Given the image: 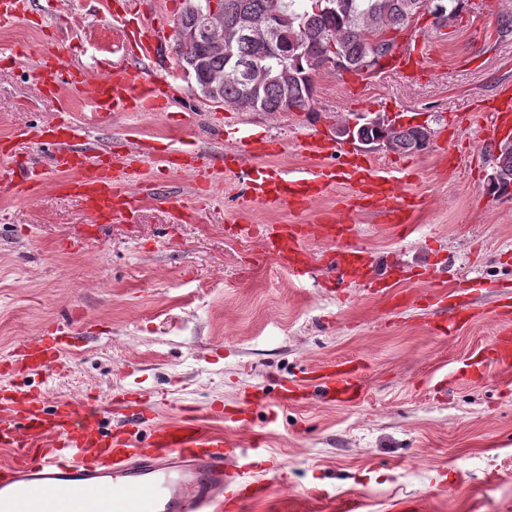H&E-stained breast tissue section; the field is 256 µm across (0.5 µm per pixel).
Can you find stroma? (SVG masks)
Segmentation results:
<instances>
[{"label": "stroma", "instance_id": "35a3bbf8", "mask_svg": "<svg viewBox=\"0 0 512 512\" xmlns=\"http://www.w3.org/2000/svg\"><path fill=\"white\" fill-rule=\"evenodd\" d=\"M30 6V19L0 29V162L35 161L47 174L26 200L0 189V365L16 337L58 326L72 340L55 372L0 376V389L41 391L51 403L96 395L107 425L122 418L110 407L115 392L147 391L159 401L145 436L175 420L168 399L216 402L228 413L245 394H265L248 422H207L245 451L262 435L264 459L281 467L269 471L263 459L247 471L269 491L241 512H512V373L473 368L497 334L500 305L512 300V193L487 189L486 124L457 131L463 115L512 85V35L497 31L512 0H464L444 26L418 17L408 31L424 44L420 67L405 78L324 70L309 112H242L201 101L188 86L168 111L104 120L98 136L134 177L135 209L120 218L90 215L58 189L73 172L51 167V131L82 123L90 106L64 84L41 93L37 76L44 53L59 47L97 77L137 56L134 39L89 0ZM184 112L197 114L194 127H183ZM358 115L432 132L415 154L356 147L401 178L415 205L407 235L346 183L305 206L269 210L243 205L238 165L217 163L203 194L192 172L130 154L142 144L159 156L170 145L219 156L253 134L277 140L265 163L294 180L316 163L297 136H335ZM22 131L38 135L37 147L17 144ZM173 198L193 219L178 218ZM346 202L355 206L353 237L309 239L305 275L260 260L261 241L240 233L244 224H315ZM347 245L366 252L380 286L325 272ZM345 360L363 371L359 400H324L310 386L304 400L277 404L280 379Z\"/></svg>", "mask_w": 512, "mask_h": 512}]
</instances>
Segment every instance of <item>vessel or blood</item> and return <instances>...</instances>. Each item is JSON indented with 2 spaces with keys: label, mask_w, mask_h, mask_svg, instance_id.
Here are the masks:
<instances>
[{
  "label": "vessel or blood",
  "mask_w": 512,
  "mask_h": 512,
  "mask_svg": "<svg viewBox=\"0 0 512 512\" xmlns=\"http://www.w3.org/2000/svg\"><path fill=\"white\" fill-rule=\"evenodd\" d=\"M143 54L136 63L114 62L108 74L89 81L82 67L61 51L46 53L39 83L53 91L66 81L78 93L89 92L93 119L135 109L164 112L182 87L168 66L169 40L161 16H152L141 32ZM418 43L402 40L388 61L389 71L402 74L419 61ZM491 132L512 129V89L502 88L489 115ZM243 142L252 164L244 175L253 198L278 209L288 204V180L282 172L263 167L276 152L275 140L247 136ZM298 147L318 159L310 177L299 180L301 190L322 189L338 181L352 183L375 196L384 219L398 234L410 230L405 198L398 180L386 177L373 163L352 158L350 147L313 135L298 139ZM53 164L76 169V178L60 188L77 197L92 213L111 210L114 203L134 209L135 200L111 165L103 162L106 148L92 139L84 125H75L66 139L53 144ZM41 173L0 167V186L15 195L30 196L42 183ZM262 256L280 263L301 262L308 237L295 225H263ZM491 349L497 367H512V324L496 336ZM6 368L11 372L49 371L59 364L60 350L52 336H21ZM313 378L325 398H355L363 380L346 363L317 370ZM126 419L107 429L97 416L95 399L75 404L60 402L47 408L43 393L0 396V447L11 449V462L0 465V512H238L246 501L264 496L266 486L244 483L228 490L227 466L237 456L223 435L210 432L204 417H223V408L181 409L176 422L154 429L147 443H139L141 425L154 417L150 396L124 398Z\"/></svg>",
  "instance_id": "vessel-or-blood-1"
}]
</instances>
